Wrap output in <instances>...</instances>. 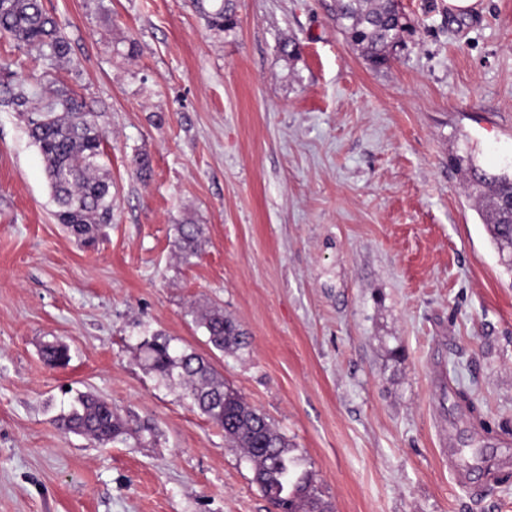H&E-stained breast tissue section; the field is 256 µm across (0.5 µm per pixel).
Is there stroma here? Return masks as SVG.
<instances>
[{"label": "stroma", "mask_w": 512, "mask_h": 512, "mask_svg": "<svg viewBox=\"0 0 512 512\" xmlns=\"http://www.w3.org/2000/svg\"><path fill=\"white\" fill-rule=\"evenodd\" d=\"M42 3L72 45L52 79L106 135L112 221L92 246L64 230L0 104V512H269L150 369L157 335L267 416L333 512H512V273L449 163L512 171V0H401L412 30L380 69L334 0H233L224 30L193 0ZM189 221L207 242L184 264ZM215 305L245 345L209 348L194 316ZM84 392L153 434L62 432Z\"/></svg>", "instance_id": "obj_1"}]
</instances>
